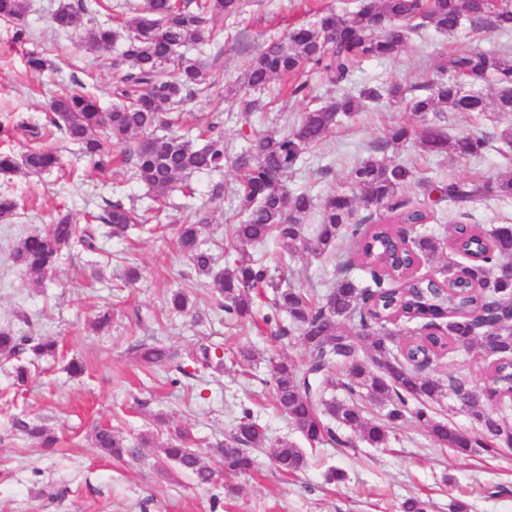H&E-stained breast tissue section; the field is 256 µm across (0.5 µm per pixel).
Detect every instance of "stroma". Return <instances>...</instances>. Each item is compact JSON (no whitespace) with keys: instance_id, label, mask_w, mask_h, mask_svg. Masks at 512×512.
<instances>
[{"instance_id":"1","label":"stroma","mask_w":512,"mask_h":512,"mask_svg":"<svg viewBox=\"0 0 512 512\" xmlns=\"http://www.w3.org/2000/svg\"><path fill=\"white\" fill-rule=\"evenodd\" d=\"M30 3L26 23L34 34L32 47L45 53L54 69L29 71L24 50L11 43V23L0 21V124L42 117L55 92L75 79L92 88L102 107H109L118 47L92 55L81 47L78 35L54 37L51 15L58 0ZM354 7L353 0H244L239 17L213 24L214 40L206 52L218 57L211 72L216 90L234 83L247 54L314 21L319 11L341 14ZM477 43L512 54V34L450 36L430 28L413 37L397 58L362 62L353 84H417L431 75L440 52ZM284 86V81H274V101L252 115L253 129L276 134L286 122L299 120L306 104L288 97ZM413 121L405 103L388 101L342 121L288 177L289 190L331 192L354 163L376 150L387 161L413 165L420 176L436 180L486 178L512 170V147L495 138L498 130L512 126V113L492 111L479 119L449 113L450 135L480 131L494 138L486 153L472 160L428 154L411 141L386 144L390 126ZM44 144L58 151L63 171L0 174V191L20 203L19 218L0 223V327L9 325L57 344L54 355L36 359L26 385H13L7 366L0 364V512H401L402 502L412 496L428 500L430 512H452L458 500L467 503L468 512H512V447L493 455L478 448L461 454L439 446L415 422L394 429L385 448L358 440L346 448L318 446L308 450L304 469L281 475L273 458L278 442L288 440L301 448L307 442L273 406L271 363L282 357L303 363L304 347L296 337L273 338L263 322L269 308L261 294L255 297L253 323L227 322L209 279L196 274L170 228L138 241L99 238L96 251L75 250L51 281L31 284L11 257L20 239L44 231L66 211L84 223L86 212L100 210L112 197L140 211L151 204L147 188L128 181L123 167L95 170L76 146L56 134L45 137ZM189 182L192 195L183 196L178 189L168 194L171 224L202 207L212 185L220 182L230 190L237 178L228 167L220 174L193 175ZM462 218L488 230L512 224V198L473 201L463 215L445 208L440 223L424 229L445 238L452 223ZM262 255L291 284L320 295L326 290V273L354 259L355 247L347 241L328 257L305 252L292 257L270 242ZM131 264L140 267L142 277L120 288ZM178 290L190 299V310L182 315L168 310L170 296ZM104 313L111 317L110 326L95 332L92 323ZM156 339L173 351L171 363L152 367L137 358L135 345ZM202 343L221 348L222 370H195L192 353ZM73 359L85 366L77 377L65 370ZM181 366L187 377H179ZM485 369L477 348L458 347L435 357L425 373L444 382L463 372L479 388ZM245 407L266 428L269 441L254 449L252 471L235 474L225 471L214 447L230 435ZM21 412L47 425L58 439L56 447H41L15 431L11 420ZM99 425L111 426L133 443L146 434L163 443L187 432L189 447L200 451L215 472L214 484L195 485L172 467L159 472L149 448L133 459L104 455L91 440ZM331 468L342 472V480H327Z\"/></svg>"}]
</instances>
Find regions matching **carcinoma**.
Wrapping results in <instances>:
<instances>
[{
    "instance_id": "carcinoma-1",
    "label": "carcinoma",
    "mask_w": 512,
    "mask_h": 512,
    "mask_svg": "<svg viewBox=\"0 0 512 512\" xmlns=\"http://www.w3.org/2000/svg\"><path fill=\"white\" fill-rule=\"evenodd\" d=\"M28 0H0V19L15 22L12 43L24 46L33 39L32 31L22 23ZM240 0H60L55 9L53 31L67 35L81 22L87 28L83 47L98 52L122 41V50L113 61L115 103L102 111L97 100L83 91L84 85L55 95L48 106L44 124L16 125L29 142L42 138V130L52 127L64 139L81 148L93 168L107 172L115 164L127 166L129 179L145 186L158 199L196 173L221 170L230 162L240 172L233 195L239 206L228 218L235 250L239 258L222 270H215L211 250L201 239L202 225L209 223L206 211H193L176 228L180 251L194 270L212 279L219 306L228 321L241 324L252 319L253 291L264 288L273 295V309L264 322L275 326L280 336L298 335L306 351V360L298 365L288 358L272 363L270 384L275 405L309 444L345 445L337 429L346 428L360 441L372 447L387 445L392 429L409 418L418 421L439 444L466 454L473 446L492 453L512 441V423L507 416L492 415L483 400L512 401V323L500 320L487 310L480 325L465 313L486 310L488 300L501 306L512 305V285L493 277L499 266L512 262V225L504 224L486 231L478 224H453L456 248L431 233L413 236L397 225L425 224L436 219L438 205H453L477 199L512 198V171L478 181L450 179L434 183L417 176L414 167L391 164L371 154L359 161L350 174L348 185L319 197L305 190H288L286 179L304 155L317 146L338 122L383 100H400L409 89L398 82L374 83L351 89L355 66L369 59H393L400 55L412 36L425 27L455 35L465 27L481 30L484 25L502 33L512 31V0H358L355 11L338 14L323 11L306 26L293 28L280 40L250 55L242 65L239 78L245 92L266 87L276 79H292L290 94L308 98L309 73L336 91L323 105L308 108L299 121L279 134L257 135L245 153L230 158L224 147V96L215 91L211 64L204 56H188L181 48L189 43L210 44L213 21L234 17ZM112 12L114 28L97 22L101 11ZM437 77L415 87L409 106L419 118L418 126L395 125L387 132L386 143L414 140L423 150L454 154L459 159L482 156L489 147L485 134L451 136L438 123L446 112L481 115L494 107L512 112V55L473 45L440 55ZM205 97L216 103L198 143L189 134L174 127L181 121L178 109L186 102ZM163 134H157V131ZM60 164L55 151L32 147L17 158L0 153V173L20 169L40 175ZM412 185L424 188L425 198L410 204L403 193ZM102 213L95 219L107 227L113 238L125 237L139 223L135 212L119 200L104 201ZM368 214L354 219L356 206ZM19 211L16 199L0 195V221L13 220ZM319 213L313 236L305 232L307 218ZM278 240L289 255L310 252L330 256L336 244L350 240L356 246L361 267L370 270V281L363 282L344 270L327 282V291L315 297L296 288L272 269L257 248L268 239ZM93 248L70 214L58 216L47 231L21 240L14 252L15 261L35 284L48 280L56 270L63 252L75 246ZM452 254L445 264L456 266L453 256H481L472 261L470 280L439 286L414 274L423 259ZM403 316L408 319L452 318L446 326L430 334L411 336L393 351L392 333L385 323ZM355 323L359 331L352 335L346 323ZM466 341L478 348L488 366L484 386L473 390L467 412L479 425L474 435L461 433L430 414L429 404L439 402L453 391L469 386L463 376H451L448 383L422 374L420 360L444 354ZM367 344L364 354L358 345ZM56 343L18 334L0 327V360L11 366L15 384L27 383L32 362L22 355L51 354ZM141 360L160 365L170 360L169 351L158 343L138 346ZM201 368L223 365L222 357L211 346L202 344L193 357ZM342 364L347 378L336 376ZM342 389L345 397H336ZM388 408L384 422L368 419L362 401ZM15 429L41 440L45 447L56 443L53 433L28 418L13 420ZM268 440L264 427L247 409L236 417V425L225 438L219 452L224 469L246 473L254 466L250 449L261 448ZM187 437L160 447L161 467L174 465L196 485H209L214 472L200 454L185 446ZM94 445L114 459L138 457L147 441L128 442L109 427L94 432ZM274 458L279 471L294 473L308 463L303 449L281 441Z\"/></svg>"
}]
</instances>
